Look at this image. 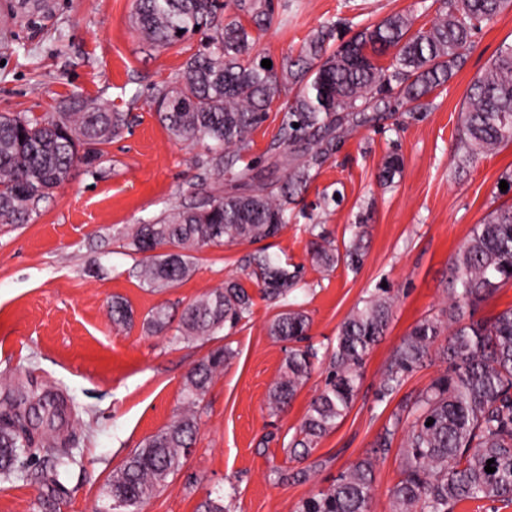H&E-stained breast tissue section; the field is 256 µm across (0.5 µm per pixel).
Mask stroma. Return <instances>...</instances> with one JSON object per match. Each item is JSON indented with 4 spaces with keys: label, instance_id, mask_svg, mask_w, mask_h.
Returning a JSON list of instances; mask_svg holds the SVG:
<instances>
[{
    "label": "stroma",
    "instance_id": "1",
    "mask_svg": "<svg viewBox=\"0 0 512 512\" xmlns=\"http://www.w3.org/2000/svg\"><path fill=\"white\" fill-rule=\"evenodd\" d=\"M436 0H272V21L253 30L254 58L281 70L320 26L346 34L400 12L429 23ZM133 0H0V112L57 111L73 96L96 98L127 113L129 124L106 148L97 172L75 166L32 223L0 226V394L45 388L68 410L57 432L71 438L73 461L59 474V512H94L113 471L181 410L188 370L210 351L231 345L198 411L195 443L143 512H196L209 497L230 512H297L370 452L397 401L375 400L393 349L420 320L436 316L449 287L450 260L475 224L504 202L499 188L512 169V145L459 171L453 161L459 112L471 82L498 49L512 44V8L477 32L463 67L437 90L417 118L392 113L358 129L303 190L288 227L265 240L270 254L304 267L293 307L310 319L311 343L333 346L350 310L379 285L398 299L388 329L362 369L349 413L304 460L287 444L323 386L318 367L287 411L270 415L269 390L288 355L268 326L279 306L250 287L252 314L230 336L175 341L184 307L242 273L251 244L208 247L196 270L161 292L140 282V255L124 236L139 223L190 201L202 146L173 139L149 101L173 81L200 44L191 36L165 48L146 42L132 22ZM392 152L404 160L393 185L378 171ZM342 244L350 225L364 227L359 269L324 273L310 262L311 225ZM128 301L133 322L109 316L113 297ZM165 307L170 322L148 331L147 314ZM305 469L300 483L279 481L281 468ZM41 462L32 479L0 480V512H37Z\"/></svg>",
    "mask_w": 512,
    "mask_h": 512
}]
</instances>
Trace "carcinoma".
<instances>
[{"instance_id":"carcinoma-1","label":"carcinoma","mask_w":512,"mask_h":512,"mask_svg":"<svg viewBox=\"0 0 512 512\" xmlns=\"http://www.w3.org/2000/svg\"><path fill=\"white\" fill-rule=\"evenodd\" d=\"M258 22L271 12L268 0L241 4ZM512 0H440L429 26L413 29L414 19L391 14L358 30L332 52V29H320L277 74L250 55L251 35L240 19L222 22L216 0H135L136 30L157 47L203 34L201 48L181 74L151 99L160 121L177 140L204 149L198 160L201 181L215 175L229 191L176 205L155 220L136 224L128 248L144 255L139 277L153 291L170 288L196 270V253L206 247L257 243L278 236L291 219L295 197L353 131L378 125L402 109L414 119L423 99L444 86L461 68L473 35ZM285 96L283 116L269 146L288 162L284 181L250 157L251 134L268 117L274 100ZM457 152L464 162L512 144V45H504L469 87L459 115ZM299 127H294V124ZM126 126L124 113L81 97L64 101L57 112L37 116L0 113V224H29L41 204L54 196L70 169H93L106 146ZM403 159L387 157L380 178L394 182ZM362 225L355 224L344 248L323 235L313 243L312 265L330 272L339 263L356 269L363 260ZM245 279L230 278L182 312L177 340H205L249 317V281L272 302H285L297 288L303 267L257 249L244 259ZM448 303L441 315L419 321L393 350L384 366L376 399L389 402L415 371L440 363L420 393L406 398L393 421L373 443L370 454L350 464L326 489L305 498L298 512H370L374 469L391 451L394 436L401 479L390 489L391 512H455L465 501L512 504V308L478 321H466L501 286L512 283V203L495 208L473 227L450 264ZM396 301L378 288L354 307L340 325L336 347L319 354L312 344L288 351L268 395L270 414L288 409L310 378L319 357L328 359L324 386L311 399L306 417L288 448L305 459L333 431L357 396L362 367L384 336ZM112 323L133 320L128 302L112 300ZM310 320L301 309L278 313L269 334L279 341L307 339ZM234 355L230 344L211 351L186 374L183 403L196 406L214 376ZM67 409L64 398L31 389L0 401V476L27 478L38 459L48 466L37 499L39 512H57L58 468L68 464L63 441L23 437L30 414L40 412L45 434ZM433 424L426 425L427 421ZM197 416L187 411L148 437L112 473L96 512H141L166 484L192 448ZM496 471H485L487 460Z\"/></svg>"}]
</instances>
